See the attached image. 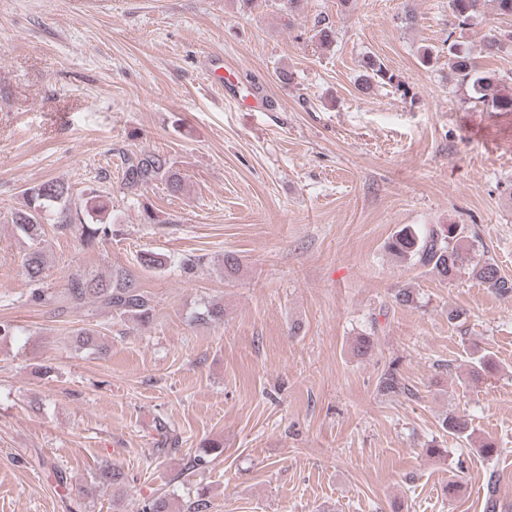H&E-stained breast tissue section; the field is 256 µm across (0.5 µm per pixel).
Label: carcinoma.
Segmentation results:
<instances>
[{
  "label": "carcinoma",
  "mask_w": 512,
  "mask_h": 512,
  "mask_svg": "<svg viewBox=\"0 0 512 512\" xmlns=\"http://www.w3.org/2000/svg\"><path fill=\"white\" fill-rule=\"evenodd\" d=\"M487 0H449V6L459 20V24L468 23L477 14ZM314 37L320 45L331 46L336 37L335 28L326 19H317L313 26ZM448 63L451 64L462 82L473 81V86L480 93L477 102L490 112H511L512 99L499 98L489 93L493 78L490 76L471 78L472 64L468 53L457 43L448 44ZM368 74L364 87L374 84L393 85L408 95L406 82L391 73L380 61L369 59ZM163 184L168 192L178 194L183 189V179L175 162L164 154L146 153L131 154L122 162L121 187L125 196L133 203L148 189ZM70 186L62 181L47 180L26 191L27 202L24 207L11 212V223L19 235L30 241L29 249L23 258V265L31 285V297L37 301L48 303L54 297L42 288L45 259L38 246L42 233V213L68 200ZM86 212L92 220L83 224L80 237L87 248L96 247L101 240L113 234L112 225L100 219L101 215L112 212V197L93 194L86 201ZM465 227L448 226V231L434 227L423 232L411 227L398 231L389 240L387 249L400 262L430 268L443 281H451L458 273L465 270L473 278L486 284L502 296L512 294V279L502 274L494 261L469 262L470 246L465 243ZM139 267L144 271H157L167 265L163 255L144 251L137 257ZM63 300L67 305L79 307L86 304H100L112 311V315L121 320L136 321L141 325L149 323L155 312L154 299L145 291L138 280L137 274L126 268H114L107 275L76 274L71 277L65 288ZM224 319V306L206 303L203 309L196 312L197 322ZM380 391L390 397L408 394V388L402 383L396 365H390L382 374ZM442 429L459 439H469L470 422L464 415L450 413L441 423ZM500 474L491 471L485 482L484 512H500L498 497Z\"/></svg>",
  "instance_id": "cac0c4a2"
}]
</instances>
